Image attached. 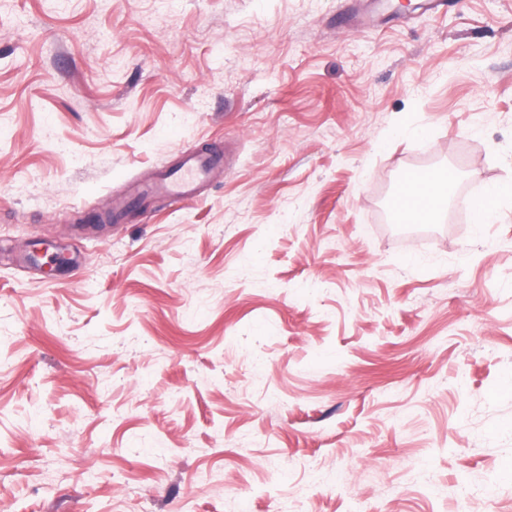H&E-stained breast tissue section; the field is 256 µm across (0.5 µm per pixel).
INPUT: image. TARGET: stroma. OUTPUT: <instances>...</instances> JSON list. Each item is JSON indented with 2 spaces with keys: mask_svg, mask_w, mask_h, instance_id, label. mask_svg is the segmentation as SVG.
<instances>
[{
  "mask_svg": "<svg viewBox=\"0 0 512 512\" xmlns=\"http://www.w3.org/2000/svg\"><path fill=\"white\" fill-rule=\"evenodd\" d=\"M450 166L512 186V0H0V512H512V206L388 217ZM224 161L223 152L215 147L209 152L190 151L185 160L174 168H162L156 178L141 189L142 195H163L173 201L194 196L198 186Z\"/></svg>",
  "mask_w": 512,
  "mask_h": 512,
  "instance_id": "stroma-1",
  "label": "stroma"
}]
</instances>
